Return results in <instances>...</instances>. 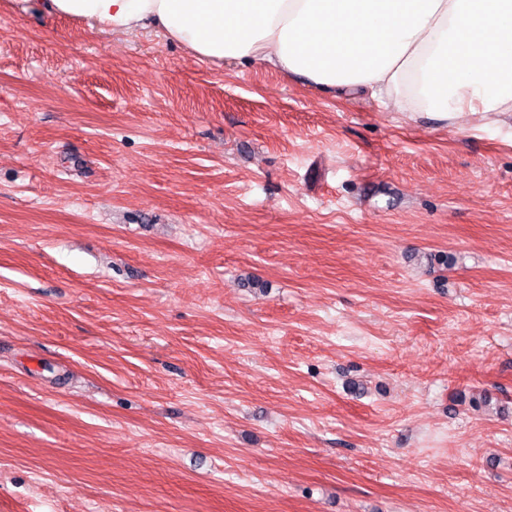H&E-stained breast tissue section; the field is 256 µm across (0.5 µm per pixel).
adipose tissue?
Returning <instances> with one entry per match:
<instances>
[{"label":"adipose tissue","mask_w":512,"mask_h":512,"mask_svg":"<svg viewBox=\"0 0 512 512\" xmlns=\"http://www.w3.org/2000/svg\"><path fill=\"white\" fill-rule=\"evenodd\" d=\"M98 33L151 29L338 97L489 125L512 117V0H43Z\"/></svg>","instance_id":"1"}]
</instances>
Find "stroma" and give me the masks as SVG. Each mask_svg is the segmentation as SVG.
Segmentation results:
<instances>
[{"label": "stroma", "mask_w": 512, "mask_h": 512, "mask_svg": "<svg viewBox=\"0 0 512 512\" xmlns=\"http://www.w3.org/2000/svg\"><path fill=\"white\" fill-rule=\"evenodd\" d=\"M0 512H512V127L0 0Z\"/></svg>", "instance_id": "obj_1"}]
</instances>
